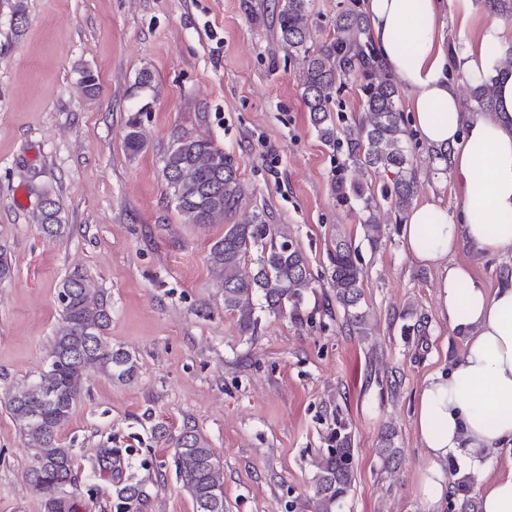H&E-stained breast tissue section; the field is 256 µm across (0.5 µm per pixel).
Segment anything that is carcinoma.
Returning <instances> with one entry per match:
<instances>
[{"label": "carcinoma", "mask_w": 512, "mask_h": 512, "mask_svg": "<svg viewBox=\"0 0 512 512\" xmlns=\"http://www.w3.org/2000/svg\"><path fill=\"white\" fill-rule=\"evenodd\" d=\"M312 22L309 0H282L279 10L280 41L299 61L302 96L311 123L328 146L345 148V160L336 175L334 189L341 203L360 200L368 215L361 224L364 240L377 246L382 229L376 219L380 203L395 213L412 204L417 178L407 146L410 139L397 106V88L377 60L367 39V18L360 0H347L336 13L334 34L315 47L310 44ZM356 75L363 81V112L354 118L358 134L341 144L331 112L341 78ZM496 108L493 86L470 84L469 111L492 112ZM143 106L128 119L126 151L136 156L146 147L141 131ZM383 171L390 181L374 190L348 175L349 169ZM161 173L169 198L186 224H222L224 235L211 245L208 263L214 278L224 288V310L237 317L242 333L254 334L258 316L255 298L272 312H289L301 318L302 304L315 279L301 249L278 224H268L261 212L239 214L244 187L238 164L209 139L187 132L173 135L161 159ZM32 219L49 239L69 230L63 223L62 206L50 198V206H39ZM260 249L256 269L246 274L243 259L253 248ZM329 284L336 305L346 316L353 336L370 334V323L362 311L364 268L352 240L339 235L329 252ZM62 318L55 332L46 368L38 380L7 397V407L27 439L31 462L24 474L34 491L42 494L45 512H78L66 487L76 485L70 449L61 445L59 431L69 421L91 373H102L123 382L135 379L137 359L106 337L112 307L88 275L73 272L59 286ZM176 470L189 492L196 512H225L224 472L205 437L185 426L174 442ZM311 478L314 512H336L355 481L352 433L341 418L329 427L327 448L314 464ZM454 477L448 497L455 512H480L473 494L474 479L450 471ZM123 512H143V484L127 476L117 489Z\"/></svg>", "instance_id": "cac0c4a2"}]
</instances>
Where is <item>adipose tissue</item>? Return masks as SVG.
<instances>
[{
  "instance_id": "1",
  "label": "adipose tissue",
  "mask_w": 512,
  "mask_h": 512,
  "mask_svg": "<svg viewBox=\"0 0 512 512\" xmlns=\"http://www.w3.org/2000/svg\"><path fill=\"white\" fill-rule=\"evenodd\" d=\"M368 36L385 69L411 94L413 127L431 147L448 148L459 183L455 210L438 202L415 206L404 243L415 260L439 273L440 318L465 338L448 372L421 384L416 432L428 460L422 492L429 512L448 494L447 462L476 484L480 512H512V467L490 474L488 453L512 451V281L490 288L471 267L454 262L460 246L512 258V74L495 56L512 53V35L485 23L462 51L449 52L439 19L451 15L471 29L473 0H363ZM473 82H496V109L463 111L453 72Z\"/></svg>"
}]
</instances>
